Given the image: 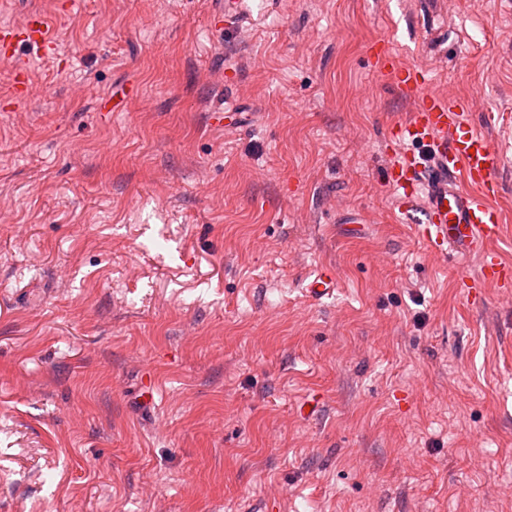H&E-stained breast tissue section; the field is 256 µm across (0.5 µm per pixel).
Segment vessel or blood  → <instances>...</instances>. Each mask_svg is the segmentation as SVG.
<instances>
[{
	"label": "vessel or blood",
	"instance_id": "obj_1",
	"mask_svg": "<svg viewBox=\"0 0 512 512\" xmlns=\"http://www.w3.org/2000/svg\"><path fill=\"white\" fill-rule=\"evenodd\" d=\"M246 0H210L214 20L230 15L243 18ZM44 13L29 10L22 25H0V61L15 62L19 50L52 58L59 47L48 37ZM381 74L394 76L407 97L422 95L428 77L424 70L396 68L387 50H380ZM423 100L410 119L394 125L391 135L407 150L393 167L389 179L401 214H415V232L427 248L438 255L451 251L478 253L477 288L512 289V265L491 249L498 236L500 212L495 202L500 194L497 179L504 165L507 144H494L477 132L469 121L467 101L435 95ZM335 276L322 268L305 293L315 302L333 293Z\"/></svg>",
	"mask_w": 512,
	"mask_h": 512
}]
</instances>
